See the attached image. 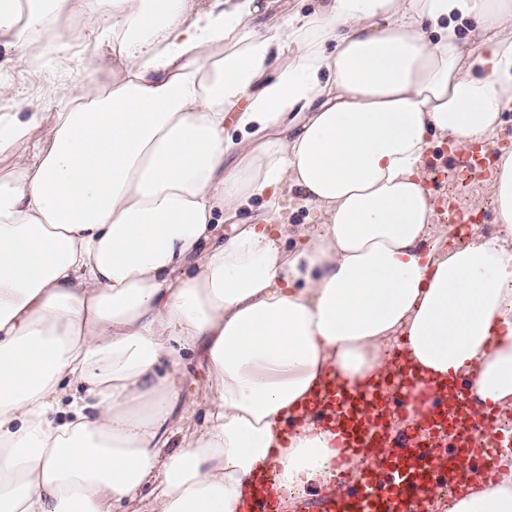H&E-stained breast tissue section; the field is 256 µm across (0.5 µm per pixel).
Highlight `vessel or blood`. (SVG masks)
I'll list each match as a JSON object with an SVG mask.
<instances>
[{
	"instance_id": "obj_1",
	"label": "vessel or blood",
	"mask_w": 512,
	"mask_h": 512,
	"mask_svg": "<svg viewBox=\"0 0 512 512\" xmlns=\"http://www.w3.org/2000/svg\"><path fill=\"white\" fill-rule=\"evenodd\" d=\"M512 135L496 146L460 151L445 146L430 161L459 182L491 172ZM434 206L452 224H473L475 212L449 197L440 183L430 187ZM393 375L380 383L352 386L336 373L325 375L306 413L317 430L335 437L339 465L359 461L368 474L329 486L309 512H432L439 494L455 500L470 492L455 481L470 469L475 477H496L491 451L512 446V433L500 428L501 414L490 404H474L469 385L426 382L404 350L391 358ZM275 462L258 471L240 504V512H284L286 495L275 482Z\"/></svg>"
}]
</instances>
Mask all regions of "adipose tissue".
Returning <instances> with one entry per match:
<instances>
[{
    "label": "adipose tissue",
    "instance_id": "ef3b65f1",
    "mask_svg": "<svg viewBox=\"0 0 512 512\" xmlns=\"http://www.w3.org/2000/svg\"><path fill=\"white\" fill-rule=\"evenodd\" d=\"M267 7L0 0L18 65L27 34L83 42L65 14L119 42L82 56L68 110L0 114V153L48 132L0 175V512H238L271 457L281 488L322 489L338 452L293 412L398 347L512 409V152L469 243L445 248L424 187L433 149L512 111V0ZM295 203L316 223L290 228ZM188 352L214 393L199 432L172 415ZM498 467L449 512H512Z\"/></svg>",
    "mask_w": 512,
    "mask_h": 512
}]
</instances>
